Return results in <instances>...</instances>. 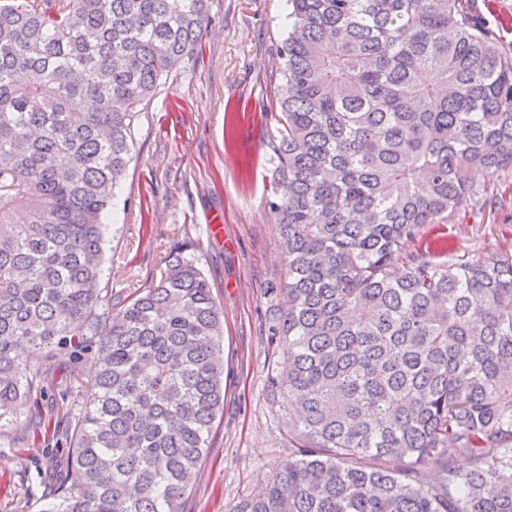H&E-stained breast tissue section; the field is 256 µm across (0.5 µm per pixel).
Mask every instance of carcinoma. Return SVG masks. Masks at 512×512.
Wrapping results in <instances>:
<instances>
[{"mask_svg": "<svg viewBox=\"0 0 512 512\" xmlns=\"http://www.w3.org/2000/svg\"><path fill=\"white\" fill-rule=\"evenodd\" d=\"M287 2L268 386L296 407L288 459L230 512H512V253L408 250L512 168V54L469 0ZM207 21L208 0L0 3V439L63 438L45 512H185L224 413L196 261L118 309L102 286L141 106Z\"/></svg>", "mask_w": 512, "mask_h": 512, "instance_id": "carcinoma-1", "label": "carcinoma"}]
</instances>
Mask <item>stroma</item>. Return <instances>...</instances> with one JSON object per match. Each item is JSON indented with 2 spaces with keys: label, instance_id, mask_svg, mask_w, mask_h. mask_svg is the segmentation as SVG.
I'll return each mask as SVG.
<instances>
[{
  "label": "stroma",
  "instance_id": "35a3bbf8",
  "mask_svg": "<svg viewBox=\"0 0 512 512\" xmlns=\"http://www.w3.org/2000/svg\"><path fill=\"white\" fill-rule=\"evenodd\" d=\"M201 44L164 80L135 130L115 192L105 267L122 300L155 285L183 246L224 313V414L209 438L186 512H229L288 457V396H267L280 358L268 343L267 290L285 275V243L266 201L269 143L279 128L275 47L288 34L287 0H208ZM512 51V0H475ZM221 216L212 235L209 219ZM413 249L479 260L512 251V171L487 178L468 206L424 225ZM64 449L0 441V512H44Z\"/></svg>",
  "mask_w": 512,
  "mask_h": 512
}]
</instances>
